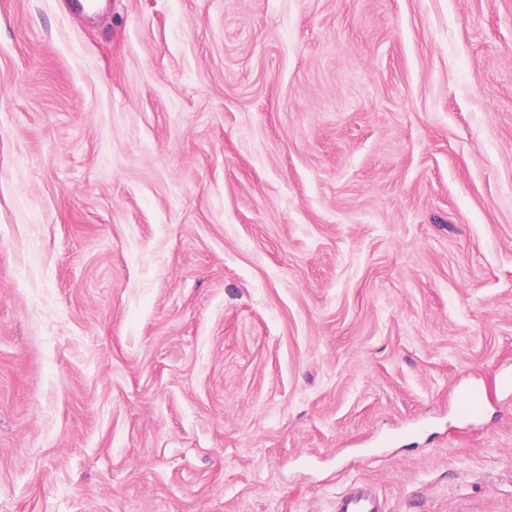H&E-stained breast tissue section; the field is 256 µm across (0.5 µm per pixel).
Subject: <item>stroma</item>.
Returning a JSON list of instances; mask_svg holds the SVG:
<instances>
[{
  "instance_id": "35a3bbf8",
  "label": "stroma",
  "mask_w": 512,
  "mask_h": 512,
  "mask_svg": "<svg viewBox=\"0 0 512 512\" xmlns=\"http://www.w3.org/2000/svg\"><path fill=\"white\" fill-rule=\"evenodd\" d=\"M507 376L512 0H0V512H512ZM486 408V399L483 391L472 387L467 389L459 402L460 412L467 417H479ZM379 499L368 486L353 487L336 501V512H382Z\"/></svg>"
}]
</instances>
